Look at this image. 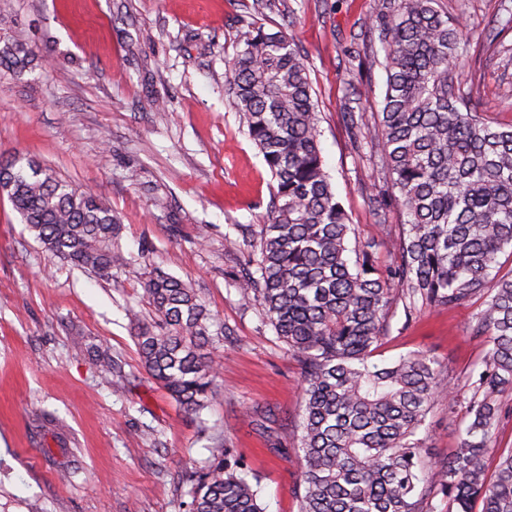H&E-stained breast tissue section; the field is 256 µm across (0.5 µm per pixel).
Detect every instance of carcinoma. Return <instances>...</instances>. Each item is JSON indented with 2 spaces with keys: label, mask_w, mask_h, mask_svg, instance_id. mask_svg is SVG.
Here are the masks:
<instances>
[{
  "label": "carcinoma",
  "mask_w": 512,
  "mask_h": 512,
  "mask_svg": "<svg viewBox=\"0 0 512 512\" xmlns=\"http://www.w3.org/2000/svg\"><path fill=\"white\" fill-rule=\"evenodd\" d=\"M373 28L384 55L370 51L367 67H381L386 82L371 140L392 178V192L375 202L404 215L395 237L351 241L354 229L324 169L309 67L291 37L241 21L229 80L233 108L275 181L256 269L238 292L261 306L301 370L299 512H424L435 492L448 499V512H474L478 502L481 512H512V448L493 473L485 467L494 431L512 413L501 400L512 391V272L493 273L512 247V125L480 117L456 92L464 32L438 0H375ZM32 55L0 39L1 67L20 75ZM3 169L0 194L45 251L99 275L138 270L115 244L117 218L91 192L48 167L37 174L20 157L0 162ZM381 251L393 257L383 269ZM144 290L160 324L130 312L143 368L196 412L217 378L216 361L202 353L212 317L188 283L161 270L145 277ZM397 298L407 301L408 317L419 305L487 304L474 326L487 349L471 422L430 473L419 433L435 405L456 403L438 362L424 351L390 365L368 362ZM187 481L186 512H263L258 487L222 442L210 449L206 471Z\"/></svg>",
  "instance_id": "carcinoma-1"
}]
</instances>
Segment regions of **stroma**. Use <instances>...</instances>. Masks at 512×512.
<instances>
[{
	"label": "stroma",
	"instance_id": "35a3bbf8",
	"mask_svg": "<svg viewBox=\"0 0 512 512\" xmlns=\"http://www.w3.org/2000/svg\"><path fill=\"white\" fill-rule=\"evenodd\" d=\"M442 4L472 34L459 49L462 92L483 117L512 124V29L500 27L512 0ZM245 17L286 29L306 55L324 167L357 237L395 235L404 222L398 208L375 209L391 178L379 146H355L348 129L352 113L373 126L385 88V72L364 65L374 0H0V34L35 52L22 75L0 69V157L40 162L95 193L142 268L108 278L74 268L45 252L0 195V512H185V468L204 465L217 439L259 485L264 512H299L300 463L271 446L297 445L300 369L236 289L255 269L250 243L272 184L227 95ZM240 224L244 239L227 251ZM155 268L188 282L225 332L205 348L221 370L196 414L141 366L127 313L155 321L142 277ZM484 308L479 299L409 318L394 304L372 354L381 365L429 352L456 393L454 408L427 417V469L470 422ZM95 345L118 362L122 386L101 374Z\"/></svg>",
	"mask_w": 512,
	"mask_h": 512
}]
</instances>
